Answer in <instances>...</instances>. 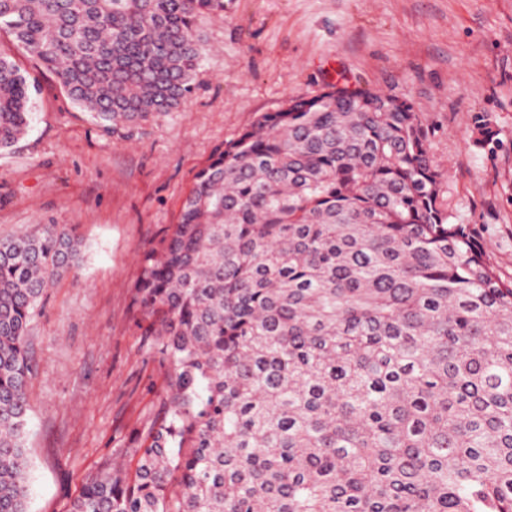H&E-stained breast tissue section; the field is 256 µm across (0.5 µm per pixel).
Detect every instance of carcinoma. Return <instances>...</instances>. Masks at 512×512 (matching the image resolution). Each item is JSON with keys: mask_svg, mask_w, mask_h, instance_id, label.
I'll list each match as a JSON object with an SVG mask.
<instances>
[{"mask_svg": "<svg viewBox=\"0 0 512 512\" xmlns=\"http://www.w3.org/2000/svg\"><path fill=\"white\" fill-rule=\"evenodd\" d=\"M224 0H0V32L101 124L186 102ZM37 84L0 53V150ZM422 112L329 85L259 115L140 255L169 366L133 472L67 512H512V280L451 221ZM61 224L0 239V512H29L28 331L80 260Z\"/></svg>", "mask_w": 512, "mask_h": 512, "instance_id": "cac0c4a2", "label": "carcinoma"}]
</instances>
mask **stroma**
I'll return each mask as SVG.
<instances>
[{"mask_svg": "<svg viewBox=\"0 0 512 512\" xmlns=\"http://www.w3.org/2000/svg\"><path fill=\"white\" fill-rule=\"evenodd\" d=\"M198 27L207 51L188 101L117 129L0 36L38 80L26 135L0 152V235L64 224L82 240L79 268L49 288L29 333L30 512H66L87 478L134 466L128 434L156 417L168 380L139 326V255L176 223L211 155L289 98L341 82L410 101L454 222L512 276V0H224ZM481 122L495 151L477 144Z\"/></svg>", "mask_w": 512, "mask_h": 512, "instance_id": "1", "label": "stroma"}]
</instances>
